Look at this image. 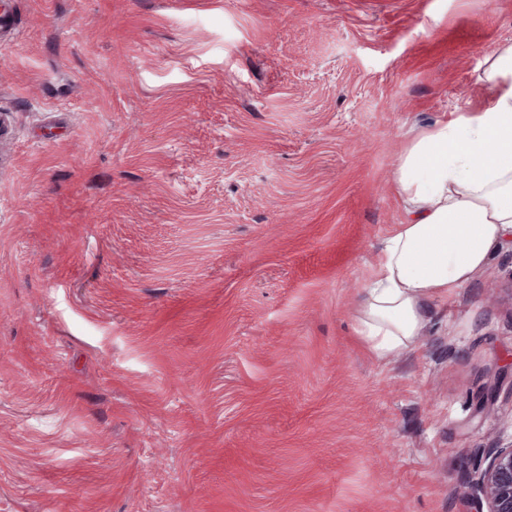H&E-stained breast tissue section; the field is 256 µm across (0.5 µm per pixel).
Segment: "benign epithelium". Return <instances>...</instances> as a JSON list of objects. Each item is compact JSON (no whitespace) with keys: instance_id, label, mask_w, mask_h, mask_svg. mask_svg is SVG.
<instances>
[{"instance_id":"benign-epithelium-1","label":"benign epithelium","mask_w":512,"mask_h":512,"mask_svg":"<svg viewBox=\"0 0 512 512\" xmlns=\"http://www.w3.org/2000/svg\"><path fill=\"white\" fill-rule=\"evenodd\" d=\"M474 488L476 512H512V444L490 452Z\"/></svg>"}]
</instances>
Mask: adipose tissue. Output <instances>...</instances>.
<instances>
[{"instance_id":"1","label":"adipose tissue","mask_w":512,"mask_h":512,"mask_svg":"<svg viewBox=\"0 0 512 512\" xmlns=\"http://www.w3.org/2000/svg\"><path fill=\"white\" fill-rule=\"evenodd\" d=\"M483 107L421 130L393 184L404 217L384 237L355 334L382 360L417 349L430 306L472 282L512 237V44L494 56Z\"/></svg>"}]
</instances>
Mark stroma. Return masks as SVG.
<instances>
[{"instance_id":"obj_1","label":"stroma","mask_w":512,"mask_h":512,"mask_svg":"<svg viewBox=\"0 0 512 512\" xmlns=\"http://www.w3.org/2000/svg\"><path fill=\"white\" fill-rule=\"evenodd\" d=\"M505 44L512 0H0V512H473L512 244L418 350L353 325Z\"/></svg>"}]
</instances>
